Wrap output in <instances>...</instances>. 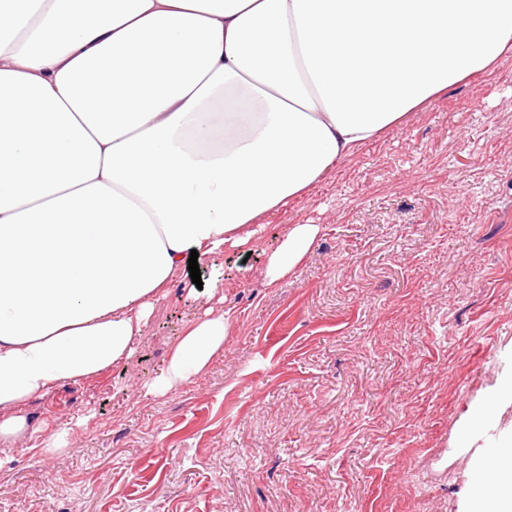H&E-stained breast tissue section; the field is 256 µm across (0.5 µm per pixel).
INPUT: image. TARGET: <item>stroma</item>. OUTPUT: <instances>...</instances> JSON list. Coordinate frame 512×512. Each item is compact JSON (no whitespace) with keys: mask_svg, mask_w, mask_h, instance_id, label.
Segmentation results:
<instances>
[{"mask_svg":"<svg viewBox=\"0 0 512 512\" xmlns=\"http://www.w3.org/2000/svg\"><path fill=\"white\" fill-rule=\"evenodd\" d=\"M169 286L107 374L26 409L0 512H467L512 437V56L456 84ZM295 224L321 230L267 284ZM224 349L164 394L191 322Z\"/></svg>","mask_w":512,"mask_h":512,"instance_id":"35a3bbf8","label":"stroma"}]
</instances>
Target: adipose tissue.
Masks as SVG:
<instances>
[{
  "mask_svg": "<svg viewBox=\"0 0 512 512\" xmlns=\"http://www.w3.org/2000/svg\"><path fill=\"white\" fill-rule=\"evenodd\" d=\"M0 5V443L24 406L131 356L206 259L409 112L512 55V0H53ZM319 233L291 226L264 275ZM190 325L166 392L224 349Z\"/></svg>",
  "mask_w": 512,
  "mask_h": 512,
  "instance_id": "adipose-tissue-1",
  "label": "adipose tissue"
}]
</instances>
